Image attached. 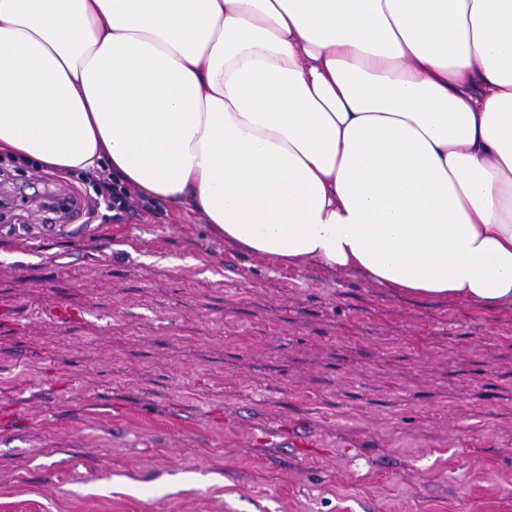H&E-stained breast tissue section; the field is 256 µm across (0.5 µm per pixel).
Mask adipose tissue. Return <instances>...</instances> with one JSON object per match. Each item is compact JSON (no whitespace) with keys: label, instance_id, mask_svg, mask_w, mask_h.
<instances>
[{"label":"adipose tissue","instance_id":"ef3b65f1","mask_svg":"<svg viewBox=\"0 0 512 512\" xmlns=\"http://www.w3.org/2000/svg\"><path fill=\"white\" fill-rule=\"evenodd\" d=\"M225 243L512 305V0H0V152Z\"/></svg>","mask_w":512,"mask_h":512}]
</instances>
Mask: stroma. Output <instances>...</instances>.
Returning <instances> with one entry per match:
<instances>
[{
    "mask_svg": "<svg viewBox=\"0 0 512 512\" xmlns=\"http://www.w3.org/2000/svg\"><path fill=\"white\" fill-rule=\"evenodd\" d=\"M95 196L0 154V512H512L511 307Z\"/></svg>",
    "mask_w": 512,
    "mask_h": 512,
    "instance_id": "stroma-1",
    "label": "stroma"
}]
</instances>
